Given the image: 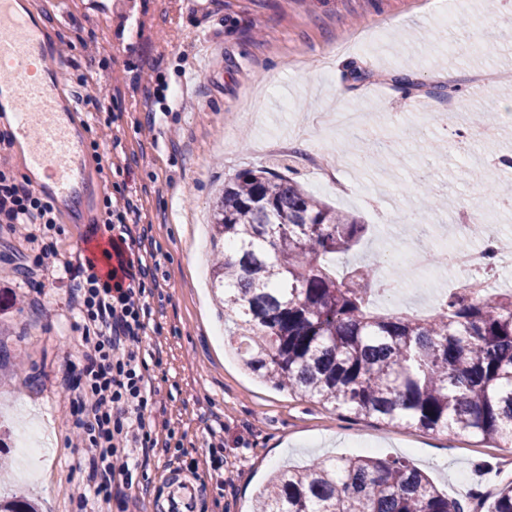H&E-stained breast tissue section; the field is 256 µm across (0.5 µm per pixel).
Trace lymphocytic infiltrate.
Wrapping results in <instances>:
<instances>
[{"mask_svg":"<svg viewBox=\"0 0 512 512\" xmlns=\"http://www.w3.org/2000/svg\"><path fill=\"white\" fill-rule=\"evenodd\" d=\"M57 222L53 199L18 181L11 166L0 163V232L22 234L34 253V270L58 262L66 271L74 269L63 260L61 243L46 235ZM112 248L117 265L110 277L89 272L83 288L70 296L84 320V366L71 387L70 412L82 442L93 450L88 460L93 493L82 503L94 510L110 503L117 482H131L130 456L156 445L153 424L143 415L152 391L137 349L145 328L150 269L127 256L121 243Z\"/></svg>","mask_w":512,"mask_h":512,"instance_id":"lymphocytic-infiltrate-1","label":"lymphocytic infiltrate"}]
</instances>
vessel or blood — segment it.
Segmentation results:
<instances>
[{
    "mask_svg": "<svg viewBox=\"0 0 512 512\" xmlns=\"http://www.w3.org/2000/svg\"><path fill=\"white\" fill-rule=\"evenodd\" d=\"M36 0L17 8L0 0V73L14 92L13 133L21 143L31 186L49 193L68 211L79 189L89 183L78 108L63 77L45 79L39 71L51 50L49 30L34 22Z\"/></svg>",
    "mask_w": 512,
    "mask_h": 512,
    "instance_id": "1",
    "label": "vessel or blood"
}]
</instances>
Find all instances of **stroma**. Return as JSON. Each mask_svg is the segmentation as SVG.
<instances>
[{"label":"stroma","instance_id":"1","mask_svg":"<svg viewBox=\"0 0 512 512\" xmlns=\"http://www.w3.org/2000/svg\"><path fill=\"white\" fill-rule=\"evenodd\" d=\"M39 20L55 36L50 66L81 104L94 187L59 221L64 256L88 258L89 243L111 236L96 228L107 200L129 198L126 225L153 270L140 353L157 396L143 414L168 449L138 458L132 485L114 487L103 512L164 506L170 473L199 485L193 512H252L274 467L352 455L359 440L408 459L464 504L512 481V448L387 428L261 384L213 336L223 314L203 275L216 195L240 170L269 165L289 166L308 192L368 225L339 268L378 265L431 300L434 279L386 261V246L407 238L390 216L438 236L464 221L459 205L470 200L512 239V203L497 192L512 169L490 163L512 153L511 13L487 12L484 0H121L105 19L89 0H59ZM354 67L368 79L350 80ZM403 73L420 85L412 95L392 86ZM440 84L444 95H427ZM440 112L481 114L497 134L464 162ZM376 131L380 167L364 155ZM333 154L347 191L316 185ZM426 188L444 209L421 211ZM23 250L0 235V410L13 418L0 436L4 489L25 490L42 512H77L90 450L75 441L66 382L83 367L69 304L83 279L60 267L28 276ZM34 431L46 446L22 458L19 438Z\"/></svg>","mask_w":512,"mask_h":512}]
</instances>
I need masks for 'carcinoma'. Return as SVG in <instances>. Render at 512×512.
Instances as JSON below:
<instances>
[{"label": "carcinoma", "instance_id": "carcinoma-1", "mask_svg": "<svg viewBox=\"0 0 512 512\" xmlns=\"http://www.w3.org/2000/svg\"><path fill=\"white\" fill-rule=\"evenodd\" d=\"M224 238L214 288L243 365L279 389L388 427L450 431L512 446V292L443 295L434 314L382 312L380 276L336 258L368 227L265 168L243 169L214 206ZM256 512H463L401 459L324 458L276 470ZM0 512H37L0 498ZM488 512H512V482Z\"/></svg>", "mask_w": 512, "mask_h": 512}]
</instances>
